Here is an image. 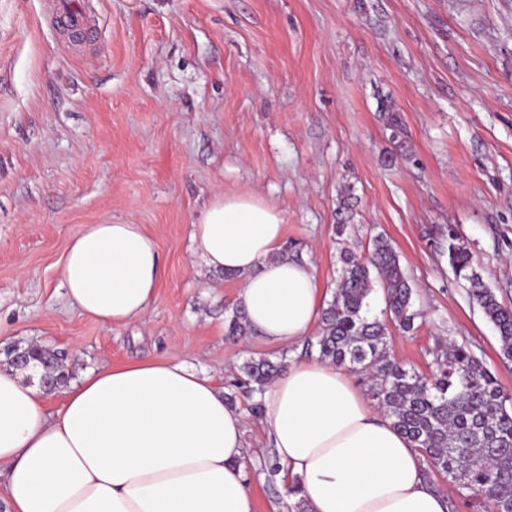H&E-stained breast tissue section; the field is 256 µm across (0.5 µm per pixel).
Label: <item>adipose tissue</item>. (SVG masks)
Segmentation results:
<instances>
[{"label":"adipose tissue","mask_w":512,"mask_h":512,"mask_svg":"<svg viewBox=\"0 0 512 512\" xmlns=\"http://www.w3.org/2000/svg\"><path fill=\"white\" fill-rule=\"evenodd\" d=\"M285 237L282 212L252 192L215 195L191 232L193 254L238 283L251 327L276 346L305 337L326 298L311 265L283 255ZM160 270L142 225L88 224L66 246L62 280L81 313L124 325L155 300ZM260 423L309 512H448L422 454L329 362L289 363ZM245 427L223 388L182 362L90 372L53 417L43 389L2 367L6 512H256Z\"/></svg>","instance_id":"obj_1"}]
</instances>
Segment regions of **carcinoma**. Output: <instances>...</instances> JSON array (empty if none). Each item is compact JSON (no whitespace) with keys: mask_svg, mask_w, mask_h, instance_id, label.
Wrapping results in <instances>:
<instances>
[{"mask_svg":"<svg viewBox=\"0 0 512 512\" xmlns=\"http://www.w3.org/2000/svg\"><path fill=\"white\" fill-rule=\"evenodd\" d=\"M448 261L469 294L495 328L503 357L512 361V307L504 305L476 271L467 248L448 228ZM341 274L332 300L323 309L316 337L318 358L365 376L368 394L393 425L423 455L427 471L468 490L485 512H512V394L464 344L450 339L427 350L428 374L398 361L389 347V325L414 333L413 288L400 256L385 235L369 239L368 256L341 254ZM384 286L383 318L368 317L374 281ZM252 333L244 313L228 318L227 335ZM10 363L39 373V384L59 385L63 372L56 360L30 347ZM285 367V359L247 360L242 371L253 390L264 392Z\"/></svg>","mask_w":512,"mask_h":512,"instance_id":"carcinoma-1","label":"carcinoma"}]
</instances>
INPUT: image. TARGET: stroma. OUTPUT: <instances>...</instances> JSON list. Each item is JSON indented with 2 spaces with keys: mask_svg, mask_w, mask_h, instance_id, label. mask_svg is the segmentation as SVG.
I'll return each mask as SVG.
<instances>
[{
  "mask_svg": "<svg viewBox=\"0 0 512 512\" xmlns=\"http://www.w3.org/2000/svg\"><path fill=\"white\" fill-rule=\"evenodd\" d=\"M81 2L98 28L77 44L46 0H0V350L62 354L48 413L89 372L187 363L245 414L256 512H290L241 366L304 346L227 340L238 288L191 251L205 204L241 191L281 210L289 254L329 294L342 251L386 234L422 320L392 331V353L424 373L450 336L512 392V362L442 250L456 229L512 306V0ZM105 222L143 225L162 261L143 319L112 327L70 304L61 275L67 243Z\"/></svg>",
  "mask_w": 512,
  "mask_h": 512,
  "instance_id": "obj_1",
  "label": "stroma"
}]
</instances>
